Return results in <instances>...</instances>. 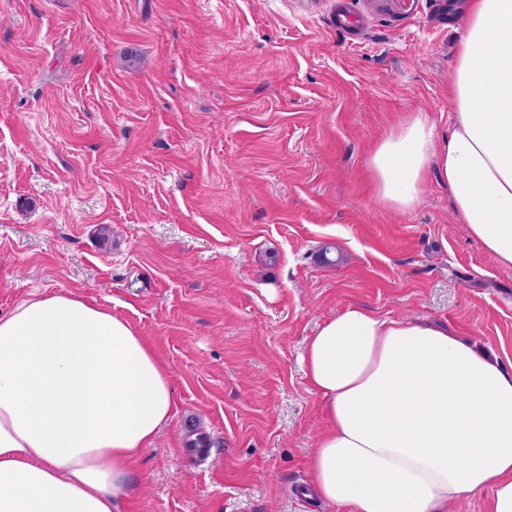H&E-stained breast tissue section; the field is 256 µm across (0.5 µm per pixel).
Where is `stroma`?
<instances>
[{"mask_svg": "<svg viewBox=\"0 0 512 512\" xmlns=\"http://www.w3.org/2000/svg\"><path fill=\"white\" fill-rule=\"evenodd\" d=\"M436 3L0 0V312L78 292L172 374L121 512H335L300 494L324 427L300 357L348 305L512 370V268L446 182L399 213L368 164L409 113L450 131L466 18Z\"/></svg>", "mask_w": 512, "mask_h": 512, "instance_id": "obj_1", "label": "stroma"}]
</instances>
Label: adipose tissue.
Returning <instances> with one entry per match:
<instances>
[{
  "mask_svg": "<svg viewBox=\"0 0 512 512\" xmlns=\"http://www.w3.org/2000/svg\"><path fill=\"white\" fill-rule=\"evenodd\" d=\"M448 85L452 130L421 113L375 145L379 199L405 212L430 178L512 267V0H468ZM325 427L311 489L340 512H445L490 492L512 512V371L446 327L351 305L302 356ZM175 408L172 377L123 318L74 292L0 314V512H118L131 466Z\"/></svg>",
  "mask_w": 512,
  "mask_h": 512,
  "instance_id": "1",
  "label": "adipose tissue"
}]
</instances>
